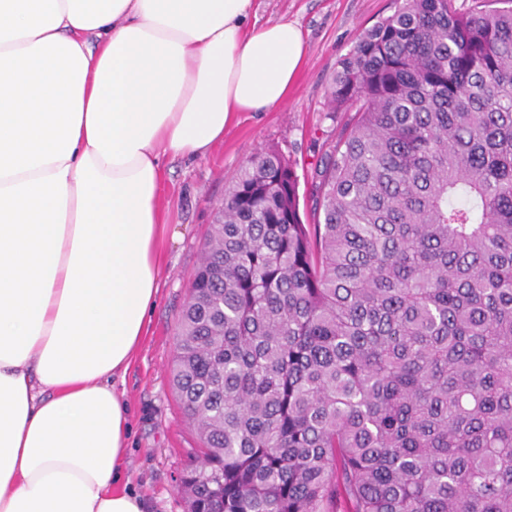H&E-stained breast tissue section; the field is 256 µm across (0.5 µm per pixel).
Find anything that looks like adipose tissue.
<instances>
[{
	"label": "adipose tissue",
	"instance_id": "ef3b65f1",
	"mask_svg": "<svg viewBox=\"0 0 512 512\" xmlns=\"http://www.w3.org/2000/svg\"><path fill=\"white\" fill-rule=\"evenodd\" d=\"M252 0H0V512H143L126 371L160 286L164 160L288 94Z\"/></svg>",
	"mask_w": 512,
	"mask_h": 512
}]
</instances>
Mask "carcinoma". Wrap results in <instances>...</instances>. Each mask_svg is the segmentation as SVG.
<instances>
[{
    "label": "carcinoma",
    "instance_id": "cac0c4a2",
    "mask_svg": "<svg viewBox=\"0 0 512 512\" xmlns=\"http://www.w3.org/2000/svg\"><path fill=\"white\" fill-rule=\"evenodd\" d=\"M396 0L336 70L353 113L299 177L224 195L172 386L188 512H512V0Z\"/></svg>",
    "mask_w": 512,
    "mask_h": 512
}]
</instances>
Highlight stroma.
I'll return each mask as SVG.
<instances>
[{
	"instance_id": "1",
	"label": "stroma",
	"mask_w": 512,
	"mask_h": 512,
	"mask_svg": "<svg viewBox=\"0 0 512 512\" xmlns=\"http://www.w3.org/2000/svg\"><path fill=\"white\" fill-rule=\"evenodd\" d=\"M394 9L395 0H253L250 22L287 18L302 30L305 63L294 91L267 111L237 113L207 156L164 163L160 288L149 333L128 370L114 380L131 425L122 482L143 501L144 512H186L180 478L200 441L173 390L171 362L181 311L224 189L249 158L277 146L296 165L301 218L315 223L314 169L352 118L329 111L330 86L359 34Z\"/></svg>"
}]
</instances>
